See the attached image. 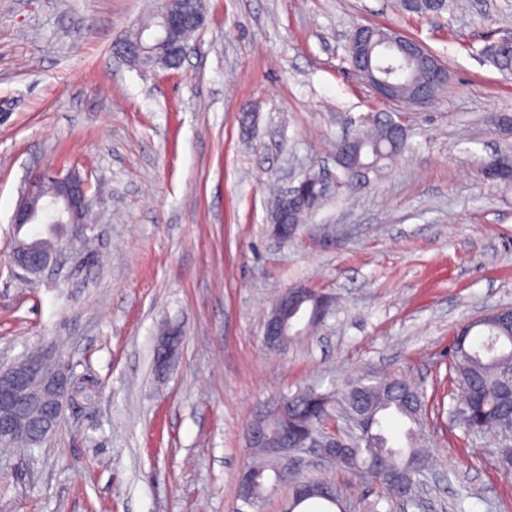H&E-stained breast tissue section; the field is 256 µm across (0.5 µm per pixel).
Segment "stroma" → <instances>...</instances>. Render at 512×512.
Masks as SVG:
<instances>
[{
    "label": "stroma",
    "instance_id": "stroma-1",
    "mask_svg": "<svg viewBox=\"0 0 512 512\" xmlns=\"http://www.w3.org/2000/svg\"><path fill=\"white\" fill-rule=\"evenodd\" d=\"M421 18L399 0H205L177 70L119 60L155 0H0V366L49 347L98 381L42 447H0V512H284L281 473L240 499L254 418L303 389L334 394L398 375L423 395L433 465L411 503L314 452L344 512H512L496 448L448 419L457 329L512 307V185L483 160L512 146V78L486 55L512 36V0H448ZM422 41L450 79L396 108L346 71L357 25ZM403 113L409 146L353 197L282 240L273 188L335 173L332 146L367 114ZM76 170L95 203L63 265L29 282L11 217L32 171ZM328 295L310 336L270 349L264 324L293 283ZM179 326L163 373L154 349Z\"/></svg>",
    "mask_w": 512,
    "mask_h": 512
}]
</instances>
